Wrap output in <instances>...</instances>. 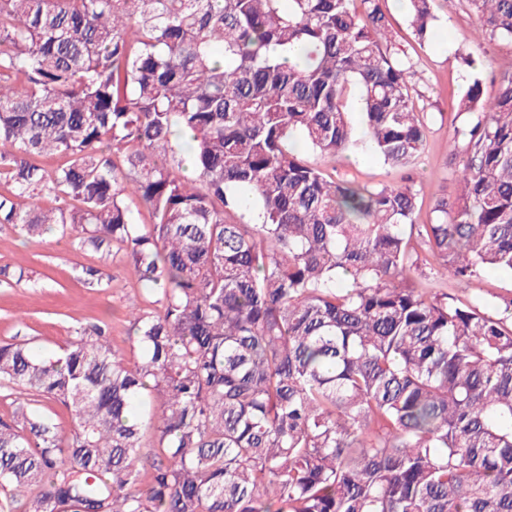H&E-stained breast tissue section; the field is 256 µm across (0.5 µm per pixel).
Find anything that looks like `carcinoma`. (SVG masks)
<instances>
[{"mask_svg": "<svg viewBox=\"0 0 512 512\" xmlns=\"http://www.w3.org/2000/svg\"><path fill=\"white\" fill-rule=\"evenodd\" d=\"M467 2L512 43V0ZM411 69L383 0H0V224L117 246L147 302L127 356L0 342V512H512V319L411 283L417 241L512 274V71L457 103L427 224L314 161L416 165ZM38 400L37 406L39 409L53 416L61 434H69L74 426L70 412L60 403L45 398H38Z\"/></svg>", "mask_w": 512, "mask_h": 512, "instance_id": "obj_1", "label": "carcinoma"}]
</instances>
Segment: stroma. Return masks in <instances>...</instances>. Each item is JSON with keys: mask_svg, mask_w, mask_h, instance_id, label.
<instances>
[{"mask_svg": "<svg viewBox=\"0 0 512 512\" xmlns=\"http://www.w3.org/2000/svg\"><path fill=\"white\" fill-rule=\"evenodd\" d=\"M386 8L393 18V34L413 65L412 93L428 126L424 161L417 167L398 169L358 151L338 161L335 174L371 188L412 186L420 192L419 220L424 223L436 190L451 198L457 193L444 166L453 135L454 102L474 76L481 78L486 93H493L500 73L512 69V43L480 38L478 21L466 0H436L437 42L424 46L413 40L406 12L397 0H387ZM468 54L475 59L470 68L462 61ZM4 265L25 268L36 280L0 282V342L24 341L51 354L68 341L74 328L104 322L112 345L128 349L127 306L142 290L121 255L77 249L70 238L54 232L28 239L12 226L0 225V266ZM88 266L102 271L104 284L83 281L82 270ZM414 281L417 287L471 302L498 316L504 313V298L512 297V277L494 272L465 285L436 279L424 264L415 271Z\"/></svg>", "mask_w": 512, "mask_h": 512, "instance_id": "35a3bbf8", "label": "stroma"}]
</instances>
